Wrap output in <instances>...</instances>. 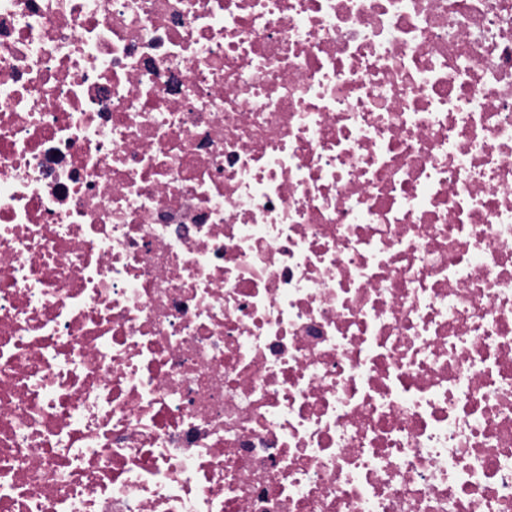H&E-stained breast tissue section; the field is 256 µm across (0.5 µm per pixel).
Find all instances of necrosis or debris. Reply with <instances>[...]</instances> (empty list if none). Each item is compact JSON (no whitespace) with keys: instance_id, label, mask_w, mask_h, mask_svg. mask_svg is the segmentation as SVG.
<instances>
[{"instance_id":"1","label":"necrosis or debris","mask_w":512,"mask_h":512,"mask_svg":"<svg viewBox=\"0 0 512 512\" xmlns=\"http://www.w3.org/2000/svg\"><path fill=\"white\" fill-rule=\"evenodd\" d=\"M0 512H512V0H0Z\"/></svg>"}]
</instances>
